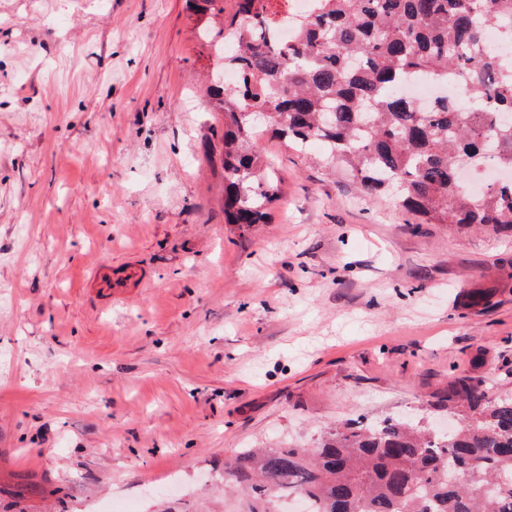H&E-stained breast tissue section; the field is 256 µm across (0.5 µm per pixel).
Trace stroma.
Listing matches in <instances>:
<instances>
[{
	"instance_id": "stroma-1",
	"label": "stroma",
	"mask_w": 512,
	"mask_h": 512,
	"mask_svg": "<svg viewBox=\"0 0 512 512\" xmlns=\"http://www.w3.org/2000/svg\"><path fill=\"white\" fill-rule=\"evenodd\" d=\"M196 0H0V512L212 494L237 449L512 392V234L415 225L259 134L281 197L224 221ZM146 273L102 307L103 263Z\"/></svg>"
}]
</instances>
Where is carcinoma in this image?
I'll list each match as a JSON object with an SVG mask.
<instances>
[{
  "mask_svg": "<svg viewBox=\"0 0 512 512\" xmlns=\"http://www.w3.org/2000/svg\"><path fill=\"white\" fill-rule=\"evenodd\" d=\"M266 0H237L230 21L201 37L229 42L214 62L213 106L224 113V217L262 224L280 188L254 148L259 132L299 151L321 143L323 162L422 224H491L512 232V181L476 196L456 181L463 162L512 170V0H315L286 42ZM496 31L499 47H486ZM238 74L228 84L216 77ZM417 75L474 99L427 109L401 95ZM266 112L252 125L246 113ZM448 412L459 428L434 432L396 417L324 432L311 448H240L224 462V493L239 512H278L301 496L311 512H512V394L459 381Z\"/></svg>",
  "mask_w": 512,
  "mask_h": 512,
  "instance_id": "cac0c4a2",
  "label": "carcinoma"
}]
</instances>
